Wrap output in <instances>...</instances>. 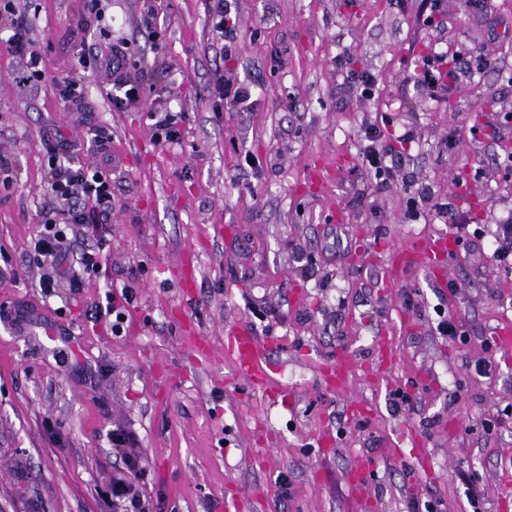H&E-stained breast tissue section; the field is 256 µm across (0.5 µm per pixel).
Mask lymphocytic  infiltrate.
<instances>
[{
    "label": "lymphocytic infiltrate",
    "mask_w": 512,
    "mask_h": 512,
    "mask_svg": "<svg viewBox=\"0 0 512 512\" xmlns=\"http://www.w3.org/2000/svg\"><path fill=\"white\" fill-rule=\"evenodd\" d=\"M0 29L8 33L4 41L6 51L24 63L21 83L38 86L45 82L44 56L31 37L30 21L17 13L15 0H0ZM106 65L112 70L113 82L107 97L113 107L122 111L138 105L145 79L129 72L125 48H113ZM494 67V60L482 53L433 50L416 63L411 78L414 85L435 101L440 93L456 88L461 78L479 77ZM413 132V127H406L391 141L380 127H369L365 132L363 165L376 177L395 178L405 163L399 146L411 142ZM44 166L50 202L41 210V230L33 241V252L55 261L75 257L78 268L72 275L71 290L77 294L86 277L98 274L103 251L85 248L79 254H72L69 236L83 233L88 224L111 214L112 179L107 171L83 162L71 147L64 144L47 150ZM114 441L124 447L126 438L118 433ZM122 464L123 475L113 479L105 494L112 499L118 512H144L146 505L138 485L143 471L142 458L137 451L125 449Z\"/></svg>",
    "instance_id": "1"
}]
</instances>
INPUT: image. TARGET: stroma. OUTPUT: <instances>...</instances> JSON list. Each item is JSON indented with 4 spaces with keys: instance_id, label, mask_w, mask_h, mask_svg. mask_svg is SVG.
Masks as SVG:
<instances>
[{
    "instance_id": "stroma-1",
    "label": "stroma",
    "mask_w": 512,
    "mask_h": 512,
    "mask_svg": "<svg viewBox=\"0 0 512 512\" xmlns=\"http://www.w3.org/2000/svg\"><path fill=\"white\" fill-rule=\"evenodd\" d=\"M419 3L237 0L228 62L206 0H104L83 33V0H15L52 79L19 84L22 60L0 49V268L13 272L0 282V512H115L104 489L121 430L143 458L148 512H512V351L494 336L512 324V274L453 242L433 273L410 247L448 220L404 207L425 186L455 195L488 239L512 213L498 166L512 125L494 139L472 128L512 112V0H487L480 21L445 0L442 31ZM122 41L148 78L141 105L118 111L100 62ZM436 45L499 69L431 101L405 77ZM365 68L370 102L341 88ZM220 75L247 84L250 111L211 97ZM65 76L108 127L110 161L62 103L52 80ZM152 107L186 113L179 143L155 140ZM385 113L416 141L406 177L381 187L360 153ZM64 139L105 163L114 195L85 240L105 242L107 263L76 297L64 279L41 292L50 264L30 248L46 149ZM114 285L133 292L118 335L83 317ZM446 312L466 342L439 333ZM239 326L265 352L268 391L235 372L225 336ZM340 357L351 370L336 390L325 371ZM398 389L411 403L397 412Z\"/></svg>"
}]
</instances>
